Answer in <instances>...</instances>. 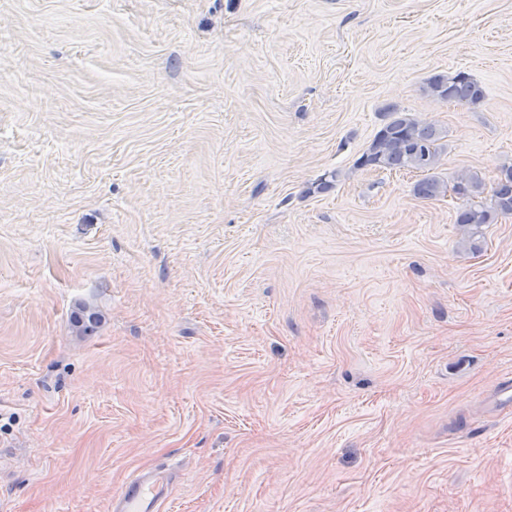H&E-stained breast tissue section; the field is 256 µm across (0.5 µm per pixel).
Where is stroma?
Wrapping results in <instances>:
<instances>
[{"label":"stroma","mask_w":512,"mask_h":512,"mask_svg":"<svg viewBox=\"0 0 512 512\" xmlns=\"http://www.w3.org/2000/svg\"><path fill=\"white\" fill-rule=\"evenodd\" d=\"M390 105L492 181L512 0H0V512H512V216L355 169ZM427 94L438 102L476 105L484 98L480 82L466 72L435 74L426 81ZM165 491L164 476L152 471L139 472L113 493L111 512H158Z\"/></svg>","instance_id":"1"}]
</instances>
